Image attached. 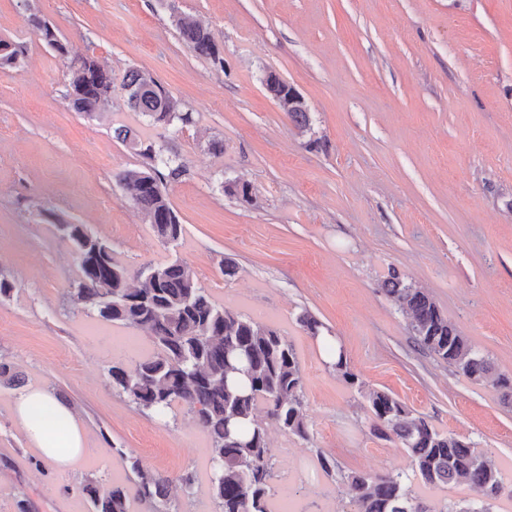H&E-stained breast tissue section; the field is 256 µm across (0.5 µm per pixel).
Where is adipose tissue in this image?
Listing matches in <instances>:
<instances>
[{"label":"adipose tissue","mask_w":512,"mask_h":512,"mask_svg":"<svg viewBox=\"0 0 512 512\" xmlns=\"http://www.w3.org/2000/svg\"><path fill=\"white\" fill-rule=\"evenodd\" d=\"M13 413L48 466L66 470L86 455L85 437L74 410L47 390H25L16 399Z\"/></svg>","instance_id":"adipose-tissue-1"}]
</instances>
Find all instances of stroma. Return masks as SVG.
<instances>
[{"instance_id":"obj_1","label":"stroma","mask_w":512,"mask_h":512,"mask_svg":"<svg viewBox=\"0 0 512 512\" xmlns=\"http://www.w3.org/2000/svg\"><path fill=\"white\" fill-rule=\"evenodd\" d=\"M212 31L224 60L197 56L172 10ZM35 12L68 48L59 56L24 23ZM0 38L22 50L0 69V358L25 387L71 405L89 453L67 471H36L13 422L17 389L0 387V512H88L131 461L171 481L172 512H217L209 440L181 405L143 413L113 389L112 365L154 353L146 331L99 320L69 300L77 262L38 209L88 225L137 275L179 259L217 303L276 328L297 351L307 435L266 432L277 501L302 512H350L340 472L402 474L442 508L466 485L430 487L405 448L370 432L366 391L391 393L444 434L491 454L512 512V391L476 383L414 345L405 313L377 285L390 269L424 288L445 316L512 377V0H0ZM112 72V105L88 117L65 98L71 58ZM150 72L191 112L166 128L129 111L122 78ZM293 86L311 112L295 127L265 88ZM125 125L176 152L186 174L168 194L184 228L161 243L115 171L141 157L113 136ZM220 140L224 151L211 153ZM249 185L252 202L225 194ZM238 267L224 275L225 262ZM341 346L355 384L329 364L299 317ZM335 459L326 476L319 457ZM193 473V492L180 478Z\"/></svg>"}]
</instances>
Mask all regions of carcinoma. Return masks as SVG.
<instances>
[{
	"instance_id": "carcinoma-1",
	"label": "carcinoma",
	"mask_w": 512,
	"mask_h": 512,
	"mask_svg": "<svg viewBox=\"0 0 512 512\" xmlns=\"http://www.w3.org/2000/svg\"><path fill=\"white\" fill-rule=\"evenodd\" d=\"M181 39L198 56L224 65L208 28L192 15H172ZM22 51L0 39V68H16ZM127 103L133 112L167 127L187 124L191 113L150 73L130 69L123 76ZM66 97L73 110L87 116L112 104V73L91 57L68 65ZM286 116L306 127L310 112L304 100L288 102ZM115 138L144 159L143 167L113 175L160 242L180 239L183 227L171 205L167 187L179 181L186 167L179 155L127 126ZM55 234L71 243L78 274L71 284L73 305L99 319L131 329H144L157 353L131 368L108 369L112 388L140 410L158 417L176 403L185 406L210 443V490L219 512H274L271 480L273 455L259 407L266 419L302 439L307 437L303 377L294 345L270 325L245 317L215 302L190 268L179 259L150 265L128 287L127 267L112 249L84 224L52 223ZM385 296L410 315L409 331L417 347L455 366L464 376L481 382L492 371L490 360L476 350L448 320L433 297L392 270L381 283ZM332 366L354 383L344 354L325 340ZM0 385H20L14 366L0 360ZM372 414L370 432L377 438L400 440L415 473L426 485L465 484L480 506L470 503L449 512H491V501L502 487L500 469L487 453L458 437L442 434L385 391L368 394ZM132 484H114L100 492L89 480L81 493L90 512H132L139 502L144 512H168L169 478L133 463ZM353 492V512H431L404 489L401 476L350 471L341 475Z\"/></svg>"
}]
</instances>
